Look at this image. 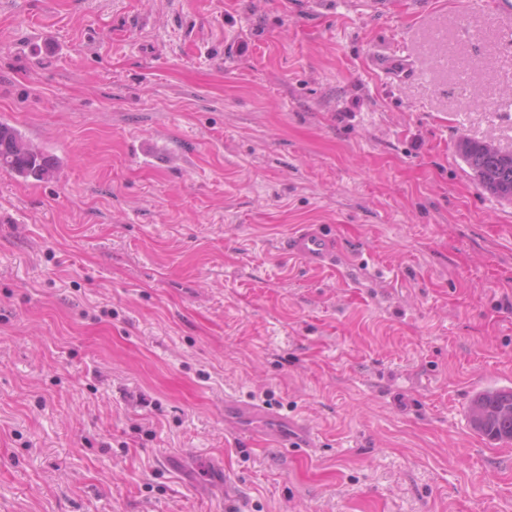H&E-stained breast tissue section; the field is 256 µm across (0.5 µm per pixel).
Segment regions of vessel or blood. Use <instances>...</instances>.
Instances as JSON below:
<instances>
[{
  "label": "vessel or blood",
  "mask_w": 512,
  "mask_h": 512,
  "mask_svg": "<svg viewBox=\"0 0 512 512\" xmlns=\"http://www.w3.org/2000/svg\"><path fill=\"white\" fill-rule=\"evenodd\" d=\"M288 253L309 266H332L336 254L335 238L316 224L300 225L285 241ZM225 417L242 427H256L270 434L281 448H307L313 441L310 428L302 421L268 411L265 407L235 398L224 401Z\"/></svg>",
  "instance_id": "obj_1"
}]
</instances>
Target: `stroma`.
I'll return each mask as SVG.
<instances>
[{"mask_svg":"<svg viewBox=\"0 0 512 512\" xmlns=\"http://www.w3.org/2000/svg\"><path fill=\"white\" fill-rule=\"evenodd\" d=\"M394 2L0 0V122L60 162L0 169V512H512L467 414L512 387V202L457 152L512 151V22ZM285 249L309 266L326 268L333 266L336 239L320 225L302 224L288 235ZM224 417L238 421L242 427L255 425L269 433L278 448H309L312 445V431L304 422L272 413L258 404L226 398Z\"/></svg>","mask_w":512,"mask_h":512,"instance_id":"1","label":"stroma"}]
</instances>
